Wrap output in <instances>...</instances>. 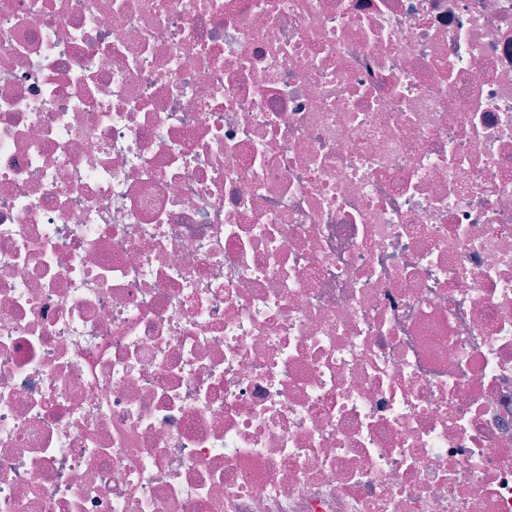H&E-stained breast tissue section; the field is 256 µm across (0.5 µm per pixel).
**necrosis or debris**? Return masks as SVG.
<instances>
[{
    "instance_id": "4bbe7bcc",
    "label": "necrosis or debris",
    "mask_w": 512,
    "mask_h": 512,
    "mask_svg": "<svg viewBox=\"0 0 512 512\" xmlns=\"http://www.w3.org/2000/svg\"><path fill=\"white\" fill-rule=\"evenodd\" d=\"M0 512H512V0H0Z\"/></svg>"
}]
</instances>
